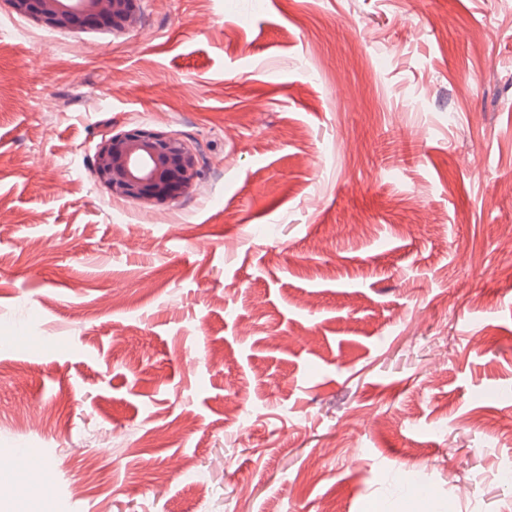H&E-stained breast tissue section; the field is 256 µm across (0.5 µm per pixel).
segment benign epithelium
I'll return each mask as SVG.
<instances>
[{"mask_svg":"<svg viewBox=\"0 0 512 512\" xmlns=\"http://www.w3.org/2000/svg\"><path fill=\"white\" fill-rule=\"evenodd\" d=\"M10 8L69 30L101 21L122 30L137 19L134 0H7ZM98 181L115 198L164 202L189 192L200 175L198 153L182 139L152 129L105 137L93 164Z\"/></svg>","mask_w":512,"mask_h":512,"instance_id":"obj_1","label":"benign epithelium"}]
</instances>
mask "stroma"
<instances>
[{
	"label": "stroma",
	"instance_id": "1",
	"mask_svg": "<svg viewBox=\"0 0 512 512\" xmlns=\"http://www.w3.org/2000/svg\"><path fill=\"white\" fill-rule=\"evenodd\" d=\"M138 6L0 0V512H512V0ZM10 8L52 27L69 30L78 26H97L101 21L117 30L133 25L137 19L134 0H7ZM114 198L164 202L189 192L200 175L198 153L182 139L152 129L104 137L93 164Z\"/></svg>",
	"mask_w": 512,
	"mask_h": 512
}]
</instances>
